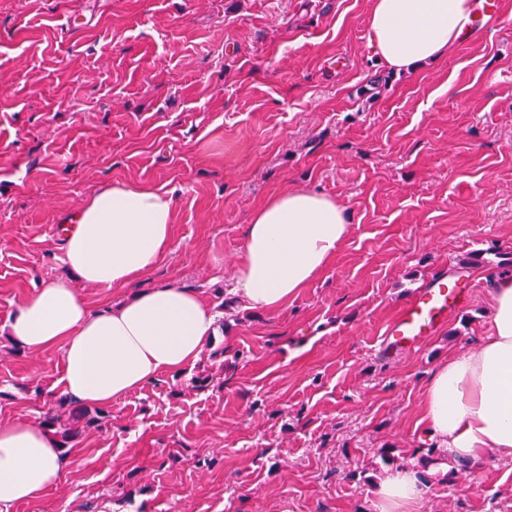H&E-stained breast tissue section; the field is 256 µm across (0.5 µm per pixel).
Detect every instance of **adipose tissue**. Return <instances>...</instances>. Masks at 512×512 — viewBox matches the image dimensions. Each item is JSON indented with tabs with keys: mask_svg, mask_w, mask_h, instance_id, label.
Here are the masks:
<instances>
[{
	"mask_svg": "<svg viewBox=\"0 0 512 512\" xmlns=\"http://www.w3.org/2000/svg\"><path fill=\"white\" fill-rule=\"evenodd\" d=\"M474 0H372L369 45L397 72L439 63L471 38ZM175 203L146 186L112 184L74 215L63 237L64 264L76 283L37 288L8 322L17 345L62 349L58 390L89 407L111 405L164 373L194 364L216 334L217 314L196 291L170 285L135 290L171 247ZM350 220L335 199L287 189L257 208L248 224L231 291L246 307L276 311L334 260ZM128 288L112 306L92 308L81 285ZM492 326L476 348L449 355L425 386L422 422L452 462L487 453L512 458V275L492 280ZM62 450L43 427L0 421V512L55 488ZM420 493L416 471L389 472L381 512H405Z\"/></svg>",
	"mask_w": 512,
	"mask_h": 512,
	"instance_id": "adipose-tissue-1",
	"label": "adipose tissue"
}]
</instances>
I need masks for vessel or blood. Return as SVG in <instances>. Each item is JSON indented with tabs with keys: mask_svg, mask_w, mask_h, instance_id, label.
<instances>
[{
	"mask_svg": "<svg viewBox=\"0 0 512 512\" xmlns=\"http://www.w3.org/2000/svg\"><path fill=\"white\" fill-rule=\"evenodd\" d=\"M462 300L447 277L433 278L398 310L384 332V343L390 347L419 345L447 322Z\"/></svg>",
	"mask_w": 512,
	"mask_h": 512,
	"instance_id": "obj_1",
	"label": "vessel or blood"
}]
</instances>
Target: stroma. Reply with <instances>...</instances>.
I'll use <instances>...</instances> for the list:
<instances>
[{
  "label": "stroma",
  "instance_id": "35a3bbf8",
  "mask_svg": "<svg viewBox=\"0 0 512 512\" xmlns=\"http://www.w3.org/2000/svg\"><path fill=\"white\" fill-rule=\"evenodd\" d=\"M499 6L504 24L396 73L368 45L371 0H0V420L49 407L61 348L16 347L7 324L34 287L72 280L57 226L112 184L176 203L171 249L137 288L220 308L194 364L113 402L60 484L13 512H379L380 449L419 469L425 383L488 333L490 281L512 268V0ZM286 188L336 199L350 232L284 308L248 309L227 292L245 228ZM440 272L462 305L387 354L388 323ZM203 370L215 384L193 390ZM426 477L410 512H512V459Z\"/></svg>",
  "mask_w": 512,
  "mask_h": 512
}]
</instances>
